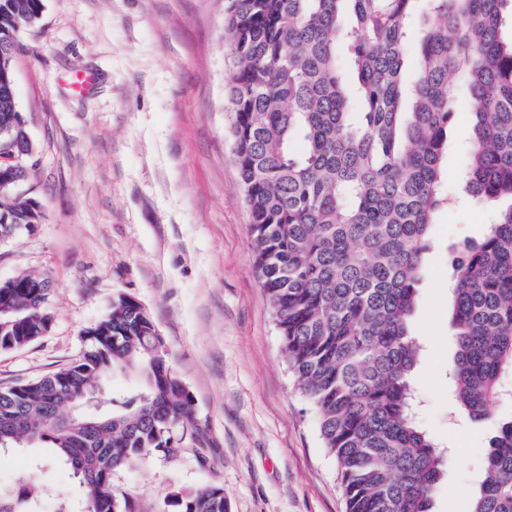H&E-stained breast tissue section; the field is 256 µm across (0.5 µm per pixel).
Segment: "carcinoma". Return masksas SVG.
<instances>
[{"instance_id": "obj_1", "label": "carcinoma", "mask_w": 512, "mask_h": 512, "mask_svg": "<svg viewBox=\"0 0 512 512\" xmlns=\"http://www.w3.org/2000/svg\"><path fill=\"white\" fill-rule=\"evenodd\" d=\"M43 0H0V46L20 47ZM415 77L405 71L409 34ZM229 135L249 210L253 260L288 368L335 459L346 512H430L447 449L414 415L421 344L410 329L442 160L465 84L475 123L465 171L476 202L509 200L482 239L448 256L456 408L496 427L468 512H512V0H224ZM14 55L0 54V94ZM16 118L0 104V145ZM25 197L0 193V237L39 224ZM0 288V352L50 328L51 292ZM119 371L141 386L102 397ZM76 409L63 415L62 409ZM193 400L163 338L130 296L112 298L69 365L0 387V450H54L86 490V512H138L112 472L176 451ZM175 512H230L224 488L171 494Z\"/></svg>"}]
</instances>
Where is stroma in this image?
I'll return each instance as SVG.
<instances>
[{
  "label": "stroma",
  "instance_id": "1",
  "mask_svg": "<svg viewBox=\"0 0 512 512\" xmlns=\"http://www.w3.org/2000/svg\"><path fill=\"white\" fill-rule=\"evenodd\" d=\"M20 41L15 88L37 147L26 188L43 219L0 243V282L47 278L53 322L35 343L0 352V387L76 359L113 296L129 295L155 322L193 421L176 431L173 456L115 470V498L172 512V491L220 485L232 512H345L254 268L224 104V0H44ZM80 73L94 78L83 94L72 86ZM472 111L460 99L443 159L452 203L434 216L412 319L417 418L452 450L431 512H467L492 433L454 414L448 377V253L482 238L491 213L464 182ZM0 489L16 512H86L78 479L39 445L0 454Z\"/></svg>",
  "mask_w": 512,
  "mask_h": 512
}]
</instances>
